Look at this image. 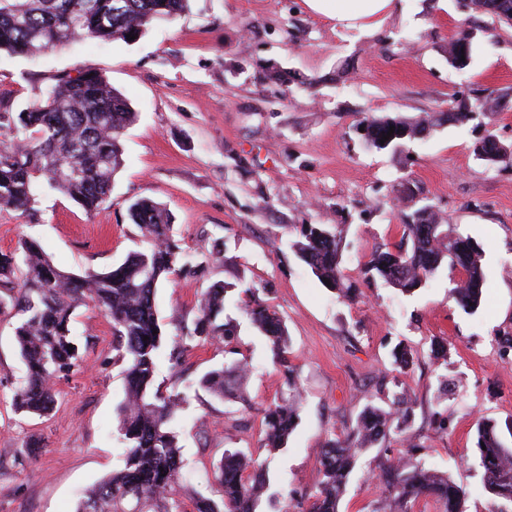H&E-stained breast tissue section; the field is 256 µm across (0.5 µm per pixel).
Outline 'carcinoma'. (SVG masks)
Returning <instances> with one entry per match:
<instances>
[{"label": "carcinoma", "instance_id": "obj_1", "mask_svg": "<svg viewBox=\"0 0 512 512\" xmlns=\"http://www.w3.org/2000/svg\"><path fill=\"white\" fill-rule=\"evenodd\" d=\"M0 0V53L27 57L92 38L102 42L146 31L154 22L184 12L189 0ZM465 14L462 26L448 41V65L464 70L469 63L454 55L458 42L479 30L476 20L488 16L512 23V0H456ZM506 94L490 92L454 98L448 109L376 116L364 114L355 126H365L383 145L372 150L402 155L408 144L420 141L444 126H462L484 109L496 112ZM138 113L97 72L73 77L58 74L41 90L40 97L19 112H0V211L35 215L39 192L56 190L94 215L106 204L115 176L123 167L124 131ZM497 135L486 131L478 139L486 169L511 167L512 155L498 154ZM128 215L147 246L127 254L108 271L87 269L80 274L57 267L34 239H23L19 251L0 253V309L8 304L17 318L14 336L26 366L24 383L15 391V413L45 416L53 408L55 381L68 374L79 359L71 331L74 312L93 305L112 322L115 360L123 365L124 399L116 408L123 441L119 469L104 478L77 505L76 512H256L267 492L266 475L243 449H226L212 464L217 497L182 498L181 452L176 421L185 391L194 389L230 402L246 403L242 379L247 362L236 360L215 367L184 386L168 390L156 382V359L171 347L176 359L201 341L224 343L237 336L235 319L224 316L235 300L251 324L269 342L284 368L288 390L264 410L262 447L275 452L285 447L299 420L300 392L296 367L288 358L289 338L283 317L256 297V288L241 276L215 281L203 293L198 315L188 323H175L176 334L162 331L156 309V290L177 277H192L203 263L188 256L172 236L171 215L160 202L137 199ZM400 243L378 248L366 264L368 279H381L403 294H411L441 268L464 269L466 279L454 283L453 294L471 313L481 304L485 276L481 251L470 237H450L433 205L404 210ZM298 257L321 282L351 297L356 288L345 283L341 269V230L328 224L297 226ZM391 393L384 408L368 402L342 437H329L317 462L321 480L310 496L307 512H339L340 501L356 467L358 453L377 448L379 471L371 474L382 494L370 512H413L414 504L430 498L440 512H466V491L448 474L421 464L412 452L389 455L388 444L410 428L413 402L407 393ZM512 416L499 423L477 422V450L484 469L483 486L491 503H512Z\"/></svg>", "mask_w": 512, "mask_h": 512}]
</instances>
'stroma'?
I'll return each instance as SVG.
<instances>
[{"label":"stroma","instance_id":"1","mask_svg":"<svg viewBox=\"0 0 512 512\" xmlns=\"http://www.w3.org/2000/svg\"><path fill=\"white\" fill-rule=\"evenodd\" d=\"M461 21L453 0H402L369 32L337 28L303 0H190L180 16L132 40L87 38L31 58L0 56V99L10 111L34 102L53 75L92 70L138 114L99 214L45 192L35 216L0 212V251L31 237L63 270L109 269L139 249L128 206L149 198L166 204L185 253L207 263L203 276L159 286L162 319L193 320L210 283L239 274L285 320L302 399L299 424L278 452L261 446V417L286 379L239 310L230 346L207 342L185 354L191 379L235 352L248 363L246 404L203 393L181 414L186 493L213 494L212 462L242 448L266 469L271 496L260 512H305L325 439L346 432L366 402L384 405L399 381L415 408L393 450L415 445L427 467L467 491L468 512H487L476 424L512 416V349L503 346L512 337V167L486 170L471 145L486 129L512 144V106L478 124L439 128L401 156L366 150L352 127L360 111L414 116L476 90L512 93V27L486 24L480 51L457 71L445 47ZM312 77L319 85L303 89L301 79ZM404 180L440 210L448 235L480 246L476 313L459 307L445 270L410 295L366 279L371 252L401 238ZM298 224L340 225L342 271L356 297L327 288L297 257ZM15 324L0 313V512H75L80 496L120 465L115 409L124 387L112 324L94 307L77 309L80 359L57 380V403L42 417L11 407L25 376ZM398 345L410 352L408 366L392 356ZM442 375L456 389L444 400ZM379 462L377 450L360 455L340 512H364L379 498L370 478Z\"/></svg>","mask_w":512,"mask_h":512}]
</instances>
